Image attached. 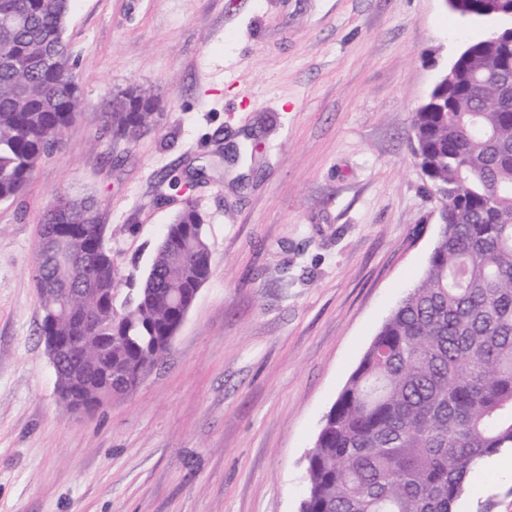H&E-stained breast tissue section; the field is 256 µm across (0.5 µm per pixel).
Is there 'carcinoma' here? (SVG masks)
<instances>
[{
    "label": "carcinoma",
    "instance_id": "cac0c4a2",
    "mask_svg": "<svg viewBox=\"0 0 512 512\" xmlns=\"http://www.w3.org/2000/svg\"><path fill=\"white\" fill-rule=\"evenodd\" d=\"M69 0H0V202L25 191L40 161L62 147V131L82 104L65 37ZM463 17H488L484 0H458ZM512 75V52L486 37L460 57L456 79L435 103L414 113L411 138L428 192L441 193L440 233L419 282L382 323L325 416L308 456L301 512H454L470 476L484 460L512 449V103L497 106L498 82ZM153 99L126 91L103 113L113 134L146 131ZM71 199L80 231V266L46 268L48 277L84 293L75 306L90 314L113 310L112 255L103 245L95 202L57 193L42 223H56L53 203ZM203 218L189 201L167 226L139 287L91 338L74 366L92 370L84 385L60 383L71 408H100L123 389L109 386L98 366L125 374L167 353L182 311L210 275V244L197 231ZM40 332L68 336L75 323L59 315L56 295L39 291Z\"/></svg>",
    "mask_w": 512,
    "mask_h": 512
}]
</instances>
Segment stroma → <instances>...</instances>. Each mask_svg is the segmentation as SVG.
<instances>
[{"label": "stroma", "mask_w": 512, "mask_h": 512, "mask_svg": "<svg viewBox=\"0 0 512 512\" xmlns=\"http://www.w3.org/2000/svg\"><path fill=\"white\" fill-rule=\"evenodd\" d=\"M494 22L444 0H73L83 105L0 202V512H299L306 456L440 226L411 121ZM155 102L138 139L101 114ZM93 197L123 301L186 201L211 273L164 359L77 412L32 281L56 191ZM456 512H512V452Z\"/></svg>", "instance_id": "35a3bbf8"}]
</instances>
